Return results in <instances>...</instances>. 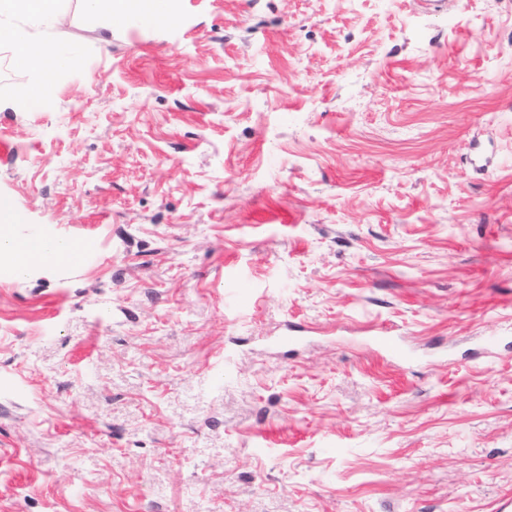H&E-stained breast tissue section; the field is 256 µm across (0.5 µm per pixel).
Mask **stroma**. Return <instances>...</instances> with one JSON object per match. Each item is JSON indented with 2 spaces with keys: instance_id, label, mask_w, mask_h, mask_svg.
Returning <instances> with one entry per match:
<instances>
[{
  "instance_id": "stroma-1",
  "label": "stroma",
  "mask_w": 512,
  "mask_h": 512,
  "mask_svg": "<svg viewBox=\"0 0 512 512\" xmlns=\"http://www.w3.org/2000/svg\"><path fill=\"white\" fill-rule=\"evenodd\" d=\"M61 10L0 201L90 252L0 269V512L512 500V0ZM102 1L111 2V12L108 23L110 29H112V22L114 24L116 21H120L125 17H149L153 11V4L155 2L154 0H139L141 1L139 5L132 10H130V4L134 0H85L84 2L90 10L96 12Z\"/></svg>"
}]
</instances>
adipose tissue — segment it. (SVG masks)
<instances>
[{"mask_svg":"<svg viewBox=\"0 0 512 512\" xmlns=\"http://www.w3.org/2000/svg\"><path fill=\"white\" fill-rule=\"evenodd\" d=\"M15 16L32 17L38 23L50 25L60 22L62 14L58 0H0V45L12 48L15 62H34L43 69L41 82L24 94L25 105L37 108L50 96L51 76L60 68L62 59L38 31L13 25L11 19ZM79 249L78 243L69 240L47 242L39 238H17L10 209L0 203V261L7 263L14 273L25 274L38 267L67 265Z\"/></svg>","mask_w":512,"mask_h":512,"instance_id":"adipose-tissue-1","label":"adipose tissue"}]
</instances>
